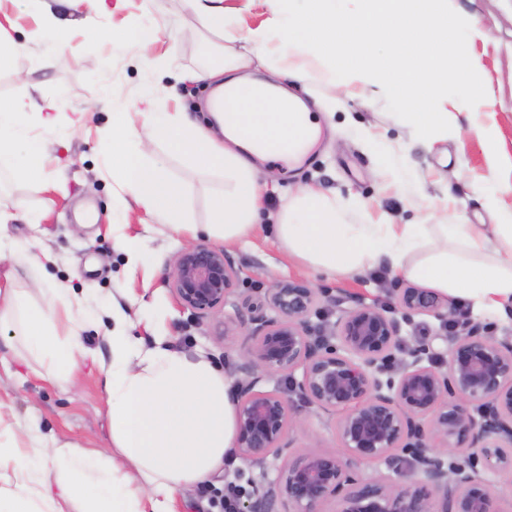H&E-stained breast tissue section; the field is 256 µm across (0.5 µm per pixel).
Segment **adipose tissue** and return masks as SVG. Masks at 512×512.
<instances>
[{
  "instance_id": "1",
  "label": "adipose tissue",
  "mask_w": 512,
  "mask_h": 512,
  "mask_svg": "<svg viewBox=\"0 0 512 512\" xmlns=\"http://www.w3.org/2000/svg\"><path fill=\"white\" fill-rule=\"evenodd\" d=\"M182 2L211 33L239 24L237 10L225 8L224 0ZM356 2L353 13L341 0H307L298 13L281 8L248 30L247 53L215 45L212 64L189 77L217 83L228 97L213 115L220 136L185 112L146 113L139 129L127 113H113V180L173 230L202 229L228 245L250 244L264 179L259 162L292 158L300 129L313 134L318 125L286 89L246 73L278 57L280 74L303 79V71L286 62L300 46L328 65L337 87L381 93L418 140L447 133L449 95L479 94L474 64L462 49L465 21L449 0ZM34 110L42 112L45 126L54 125L47 103L31 95L0 103V169L21 179L39 178L44 169V146L28 136L22 121ZM158 143L202 171L223 172L210 224H188L187 187L167 174L163 161L149 157ZM275 233L289 258L332 277L360 273L386 257L404 278L465 298L474 309L512 306L511 223L349 224L343 206L306 186L285 201ZM1 277L0 325L46 377L69 379L83 355V300L14 268ZM62 322L68 335L58 333ZM130 326L126 314H113L103 381L109 447L48 439L37 427L0 419V469L12 468L15 477L12 494L0 497V512H173L175 493L191 491L234 460L236 406L223 371L204 355L172 349L162 336L143 347Z\"/></svg>"
}]
</instances>
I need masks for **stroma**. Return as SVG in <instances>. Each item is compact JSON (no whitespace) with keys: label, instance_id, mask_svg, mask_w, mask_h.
I'll list each match as a JSON object with an SVG mask.
<instances>
[{"label":"stroma","instance_id":"1","mask_svg":"<svg viewBox=\"0 0 512 512\" xmlns=\"http://www.w3.org/2000/svg\"><path fill=\"white\" fill-rule=\"evenodd\" d=\"M451 7L476 23L465 50L476 64L482 93L449 108L455 135L430 143L414 138L385 98L372 92L345 94L329 80L325 65L306 49L294 51L293 61L306 68L307 76L301 82L283 76L279 82L319 114L326 134L299 169L279 159L268 162L275 180L261 188L262 222L253 244L227 249L241 270L237 294L259 299L279 280L305 281L318 291L309 321L328 335L336 322V301L399 311V291L410 282L389 259L362 274L332 279L289 259L274 226L285 198L300 186L320 188L346 205L351 224H497L512 219V0H451ZM62 8L61 0H0V23L12 26L14 37L28 46L13 67L0 70V102L33 87L38 98L58 105L50 129L36 113L26 115L30 136L45 147V175L27 182L0 173V210L24 206L26 215L11 221L6 234L20 246L36 243L51 254V263L38 272L50 286L87 297L91 315L79 331L86 356L74 376L59 383L40 377L23 350L9 347L1 336L0 411L14 423H35L42 433L97 449L108 437L103 374L111 353V310L127 312L144 345L168 337L178 350L209 357L233 380L251 343L252 325L244 323L223 337L216 333L214 318L196 317L177 305L167 285L175 257L186 244L209 243V236L175 232L133 201H121L107 172L112 115L123 110L134 125L142 124L148 70L162 75L156 95L167 111L204 120L210 88L185 78L208 57L207 39L195 33L198 20L178 0H123L110 12L86 4L74 14L67 63L51 67L45 63L44 44L33 40L31 32L42 11ZM146 26L157 29L158 40L145 60L131 49L127 36ZM386 153L399 158L398 173L382 170ZM152 156L189 187L185 205L191 223H210L211 198L223 187V174L197 170L162 143L154 146ZM126 236L145 240L143 263L128 261L121 247ZM141 299L153 305L149 316L138 314ZM442 305L453 310L458 322L480 324L490 336L512 333V312H481L448 297ZM443 333L441 322L427 313H410L402 323L408 343H428L440 354L446 351ZM279 387L287 391L292 408L291 449L316 445L339 451L336 414L310 407L290 382L280 381ZM282 464L279 457L262 466L227 463L189 496L175 495L174 512H220L225 486H237L244 495L260 491Z\"/></svg>","mask_w":512,"mask_h":512}]
</instances>
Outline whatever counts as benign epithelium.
<instances>
[{"mask_svg":"<svg viewBox=\"0 0 512 512\" xmlns=\"http://www.w3.org/2000/svg\"><path fill=\"white\" fill-rule=\"evenodd\" d=\"M240 274L224 249L193 243L180 250L169 277L183 308L224 316L217 335L232 331L244 311L255 325L238 366L236 448L253 464L285 452L288 463L262 492L240 502L239 512H274L278 503L289 512H319L331 498L339 499L338 512H499L494 483L512 471L511 340L488 336L478 324L450 332L442 371L431 346H404L400 320L375 304L338 309L329 337L308 321L315 289L295 279L276 282L265 296L269 317L247 298L231 300ZM401 305L448 322L431 291L405 288ZM396 350L407 359L391 375ZM299 369L300 396L340 413L336 436L344 453L290 451L288 398L257 386L278 377L294 382ZM405 462L415 476L409 488L349 475L375 464L397 471Z\"/></svg>","mask_w":512,"mask_h":512,"instance_id":"7a95c632","label":"benign epithelium"}]
</instances>
